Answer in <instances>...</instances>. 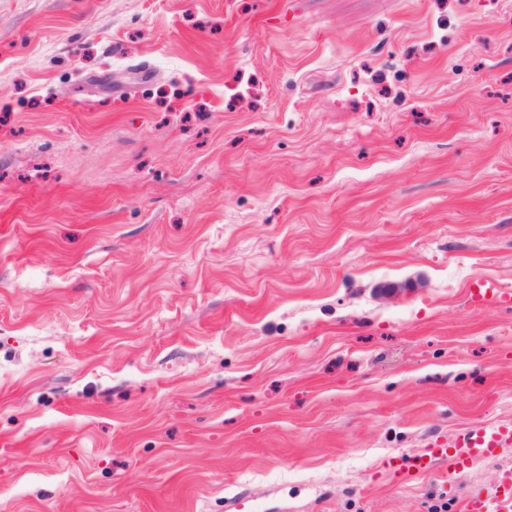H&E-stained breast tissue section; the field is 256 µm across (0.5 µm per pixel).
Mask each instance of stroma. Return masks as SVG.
<instances>
[{
	"instance_id": "35a3bbf8",
	"label": "stroma",
	"mask_w": 512,
	"mask_h": 512,
	"mask_svg": "<svg viewBox=\"0 0 512 512\" xmlns=\"http://www.w3.org/2000/svg\"><path fill=\"white\" fill-rule=\"evenodd\" d=\"M512 0H0V512H459L512 447ZM484 282H478L475 288H470L468 302L472 306L485 305L490 299L501 304L512 303L511 290L498 288H483ZM512 446V426L472 425L460 432L452 448H427L408 457V468L402 464V458L393 457L387 466L397 476L405 473L425 475L448 465L449 485L455 484L459 476L479 460L495 457L501 448Z\"/></svg>"
}]
</instances>
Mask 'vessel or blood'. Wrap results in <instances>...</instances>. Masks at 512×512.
Segmentation results:
<instances>
[{
    "label": "vessel or blood",
    "instance_id": "obj_1",
    "mask_svg": "<svg viewBox=\"0 0 512 512\" xmlns=\"http://www.w3.org/2000/svg\"><path fill=\"white\" fill-rule=\"evenodd\" d=\"M494 301L512 303V292L505 289L475 286L470 289L468 302L481 306ZM512 446V426H487L477 424L460 432L450 448H428L409 456L408 460L392 458L389 468L395 475H425L447 466L449 483H456L459 476L477 461L495 457L500 450ZM462 512H512V468L501 471L496 482L488 489L477 490L462 501Z\"/></svg>",
    "mask_w": 512,
    "mask_h": 512
}]
</instances>
